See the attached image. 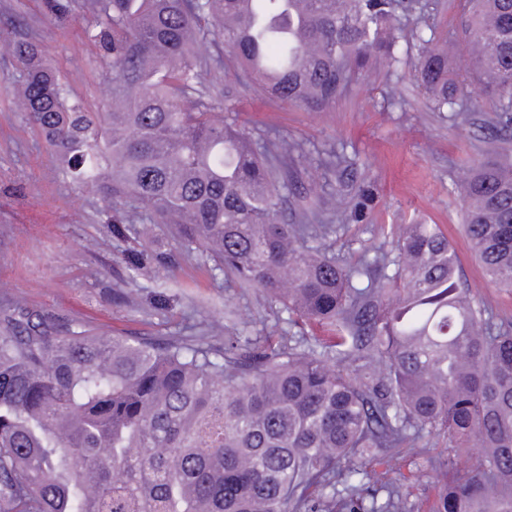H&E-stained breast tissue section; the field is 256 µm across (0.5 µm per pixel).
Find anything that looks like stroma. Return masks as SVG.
I'll return each mask as SVG.
<instances>
[{
	"mask_svg": "<svg viewBox=\"0 0 512 512\" xmlns=\"http://www.w3.org/2000/svg\"><path fill=\"white\" fill-rule=\"evenodd\" d=\"M96 14L73 0L62 21L51 20L45 0H0V304L22 299L108 335L292 336L288 315L255 289L238 287L212 273L195 255L179 253L175 297L169 309L150 301L158 287L148 278L128 280L122 246L105 228L108 201L97 190L74 183L30 125L14 97L17 77L9 45L18 31L37 42L55 64L71 98L87 111H101L112 91L109 61L89 39ZM459 0H418L400 17L394 72L374 70L355 79L328 112H308L238 85L233 70H212L210 80L227 88L226 107L257 138L283 135L296 168L322 166L331 155L344 158L327 172L325 193L341 194L354 206L371 195L368 218L349 220L337 231V258L355 261L391 241L397 225L439 224L458 257L459 271L477 303L512 322V292L488 284L463 236L464 200L457 185L470 165L486 159L489 142L512 155V139L492 126L491 113L470 107L469 120L435 110L415 80L421 41L455 34ZM131 302L116 306L115 284ZM235 311L238 321L226 319ZM443 439L427 436L402 457H377L366 468L375 483L405 477L413 512L428 509L445 478L433 461L446 453Z\"/></svg>",
	"mask_w": 512,
	"mask_h": 512,
	"instance_id": "stroma-1",
	"label": "stroma"
}]
</instances>
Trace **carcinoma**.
<instances>
[{
	"label": "carcinoma",
	"instance_id": "cac0c4a2",
	"mask_svg": "<svg viewBox=\"0 0 512 512\" xmlns=\"http://www.w3.org/2000/svg\"><path fill=\"white\" fill-rule=\"evenodd\" d=\"M112 56V102L68 99L43 50L12 39L18 101L66 174L112 198L107 230L130 278H174L119 205L138 202L180 248L318 331L110 336L23 302L0 307V512H406L408 486H365L363 462L446 439L470 462L430 512H512V328L477 304L439 224H401L350 264L344 209L294 186L284 139L215 112L206 75L236 65L257 91L325 112L356 73L394 70L410 0H91ZM473 69L422 41L416 80L458 118L468 87L512 134V0H461ZM224 53L201 58L210 30ZM463 232L489 281L512 288V161L470 166ZM345 485L336 487V477Z\"/></svg>",
	"mask_w": 512,
	"mask_h": 512
}]
</instances>
